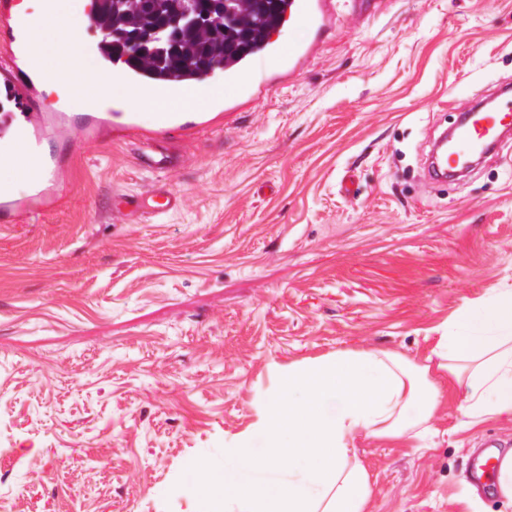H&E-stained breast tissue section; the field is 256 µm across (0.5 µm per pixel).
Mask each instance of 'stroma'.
Instances as JSON below:
<instances>
[{
    "mask_svg": "<svg viewBox=\"0 0 512 512\" xmlns=\"http://www.w3.org/2000/svg\"><path fill=\"white\" fill-rule=\"evenodd\" d=\"M512 79V0H384L340 13L304 73L214 130L88 138L40 82L60 175L0 223V512H208L192 463L277 389L274 365L377 348L420 363L458 309L512 289V143L461 185L426 183L455 109ZM172 167H148L149 152ZM164 184L157 215L119 206ZM444 389L417 440L358 435L368 512H512L469 483L474 444ZM154 198H159L163 201L159 202L154 200ZM146 202L148 207L156 214L167 213L178 208L181 204L180 198L170 191V189H168L164 184L154 187L150 191L149 197L146 198Z\"/></svg>",
    "mask_w": 512,
    "mask_h": 512,
    "instance_id": "1",
    "label": "stroma"
}]
</instances>
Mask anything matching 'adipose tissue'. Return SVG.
Segmentation results:
<instances>
[{
  "label": "adipose tissue",
  "instance_id": "1",
  "mask_svg": "<svg viewBox=\"0 0 512 512\" xmlns=\"http://www.w3.org/2000/svg\"><path fill=\"white\" fill-rule=\"evenodd\" d=\"M80 21L70 0H42L27 23L37 70L87 103L127 94L79 49ZM450 379L469 421L512 417L511 288L460 308L425 364L374 348L290 363L253 432L226 443L222 476L196 464L192 480L218 512H365L370 477L356 437H422Z\"/></svg>",
  "mask_w": 512,
  "mask_h": 512
}]
</instances>
